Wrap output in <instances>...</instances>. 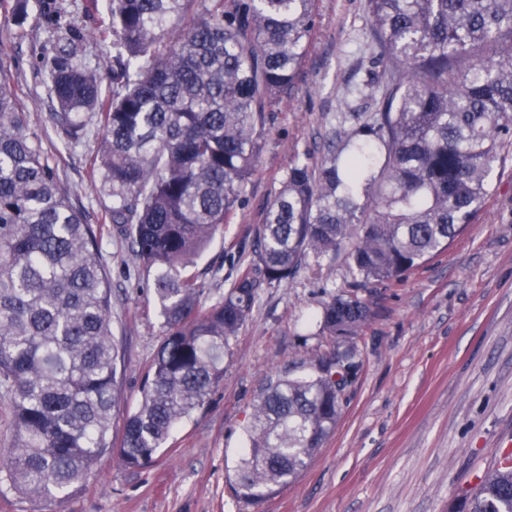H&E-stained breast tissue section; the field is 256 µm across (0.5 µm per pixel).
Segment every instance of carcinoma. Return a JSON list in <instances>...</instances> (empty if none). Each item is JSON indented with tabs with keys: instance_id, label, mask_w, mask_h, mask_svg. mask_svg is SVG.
<instances>
[{
	"instance_id": "cac0c4a2",
	"label": "carcinoma",
	"mask_w": 512,
	"mask_h": 512,
	"mask_svg": "<svg viewBox=\"0 0 512 512\" xmlns=\"http://www.w3.org/2000/svg\"><path fill=\"white\" fill-rule=\"evenodd\" d=\"M0 8L5 23L29 18V0ZM105 9L84 33L57 29L44 60L56 132L72 145L90 126L102 130L88 164L109 199L98 224L60 185L0 75V400L14 431L0 451V493L61 501L113 452L127 468L150 466L224 377L257 289L311 257L342 254L352 290L333 293L319 320L335 346L254 400L235 492L256 502L295 480L336 428L371 316L357 290L447 249L489 195L512 146V0H366L376 110L333 115L320 161L294 155L256 232L255 263L207 307L192 268L244 201L270 113L306 56L314 0H105ZM99 43L112 44L104 70L85 58ZM100 224L118 225L154 271L162 318L117 449L119 349ZM462 512H512L511 451Z\"/></svg>"
}]
</instances>
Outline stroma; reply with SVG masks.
Here are the masks:
<instances>
[{
	"instance_id": "35a3bbf8",
	"label": "stroma",
	"mask_w": 512,
	"mask_h": 512,
	"mask_svg": "<svg viewBox=\"0 0 512 512\" xmlns=\"http://www.w3.org/2000/svg\"><path fill=\"white\" fill-rule=\"evenodd\" d=\"M365 2L315 0L307 54L266 127L244 202L197 262L203 304L227 292L250 262L255 231L293 156H323L328 113L375 110L373 100L352 93L371 78ZM30 13L24 25L0 27V68L24 100L61 185L94 220L104 199L89 179L88 161L101 133L94 128L79 145L65 144L49 120L39 67L51 54L55 25L83 31L102 14L90 0H32ZM495 180L496 190L446 250L401 282L368 293L372 318L336 429L293 482L255 504L233 491L260 388L299 375L303 363L329 348L317 315L331 292L348 287L340 258L260 288L224 354L223 381L152 465L133 470L105 457L83 490L54 512H458L500 452L512 451V152ZM100 246L112 288V331L123 350L122 398L112 416L117 441L140 405L163 335L152 274L114 225H103Z\"/></svg>"
}]
</instances>
